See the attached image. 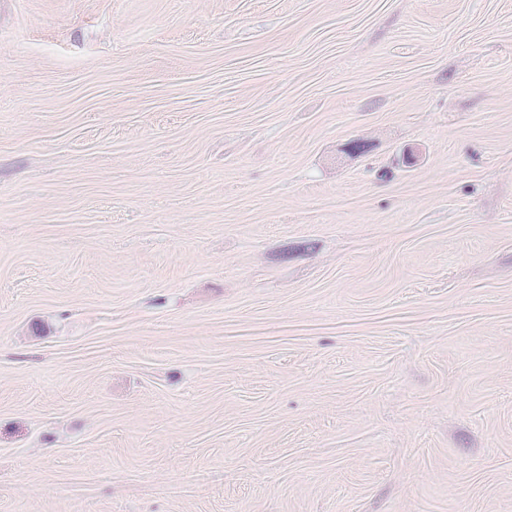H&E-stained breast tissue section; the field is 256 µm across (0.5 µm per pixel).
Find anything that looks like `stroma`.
Here are the masks:
<instances>
[{
    "instance_id": "1",
    "label": "stroma",
    "mask_w": 512,
    "mask_h": 512,
    "mask_svg": "<svg viewBox=\"0 0 512 512\" xmlns=\"http://www.w3.org/2000/svg\"><path fill=\"white\" fill-rule=\"evenodd\" d=\"M0 512H512V0H0Z\"/></svg>"
}]
</instances>
